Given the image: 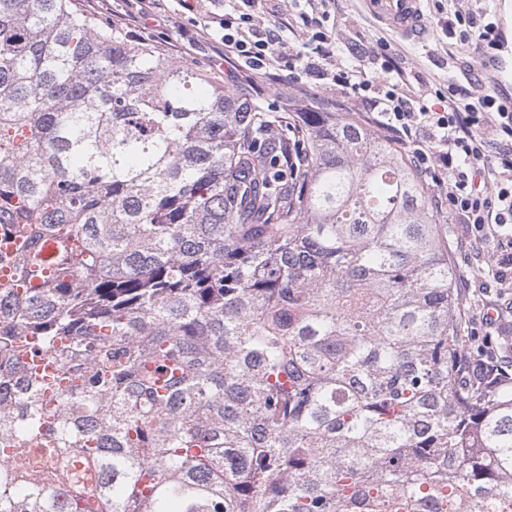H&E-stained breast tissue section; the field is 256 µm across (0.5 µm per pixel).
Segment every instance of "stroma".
Returning a JSON list of instances; mask_svg holds the SVG:
<instances>
[{"mask_svg":"<svg viewBox=\"0 0 512 512\" xmlns=\"http://www.w3.org/2000/svg\"><path fill=\"white\" fill-rule=\"evenodd\" d=\"M473 9L495 21L504 34L506 43L512 44V0L495 7L493 0H424L423 10L430 21L428 39L416 43L403 39L382 28L364 14L359 0H338L336 4V39L340 43H364L375 47L377 41L389 44L391 54L403 63L413 85H433L446 88L479 80L495 86L492 72L482 65L486 48L475 44H462L447 37L437 27V20L453 17L455 11ZM148 29L142 41L151 43L159 54L173 62H181L208 73L217 83L231 89L252 91L268 106L281 105L287 98L298 99L301 106L315 108L320 99L312 97L291 78L262 77L249 69L222 61L224 47L207 34L200 16L183 10L177 0H171L167 10L148 20ZM461 225H454L448 238V253L459 269L460 279L472 280L487 275L496 249L494 241H487L474 249H463L459 239Z\"/></svg>","mask_w":512,"mask_h":512,"instance_id":"stroma-1","label":"stroma"}]
</instances>
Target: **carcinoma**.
<instances>
[{
    "mask_svg": "<svg viewBox=\"0 0 512 512\" xmlns=\"http://www.w3.org/2000/svg\"><path fill=\"white\" fill-rule=\"evenodd\" d=\"M449 233L339 106L0 0V512H512Z\"/></svg>",
    "mask_w": 512,
    "mask_h": 512,
    "instance_id": "cac0c4a2",
    "label": "carcinoma"
}]
</instances>
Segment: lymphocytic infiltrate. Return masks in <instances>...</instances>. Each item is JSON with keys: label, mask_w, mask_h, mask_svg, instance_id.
Wrapping results in <instances>:
<instances>
[{"label": "lymphocytic infiltrate", "mask_w": 512, "mask_h": 512, "mask_svg": "<svg viewBox=\"0 0 512 512\" xmlns=\"http://www.w3.org/2000/svg\"><path fill=\"white\" fill-rule=\"evenodd\" d=\"M306 3L297 22L309 44L305 52H285L279 4L259 22L251 12L254 0H238L230 12H206L205 27L223 44L225 58L255 73L285 71L311 93L336 91L363 102L389 141L445 197L449 214L465 227L464 246L496 241L493 282L512 286V97L456 86L448 90L447 109L434 110L426 103L427 91L394 77L389 54H382L377 77L361 64L368 55L364 45L348 47L356 64L337 62L336 38L326 28L336 0Z\"/></svg>", "instance_id": "f902f5d3"}]
</instances>
